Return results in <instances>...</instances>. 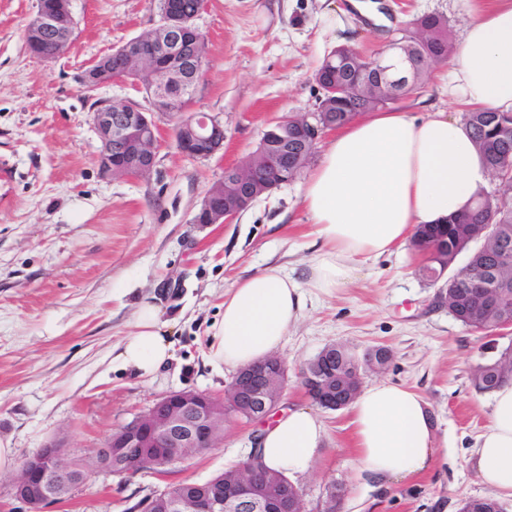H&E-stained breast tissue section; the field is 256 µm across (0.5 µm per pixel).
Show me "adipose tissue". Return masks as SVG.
<instances>
[{"label": "adipose tissue", "instance_id": "adipose-tissue-1", "mask_svg": "<svg viewBox=\"0 0 512 512\" xmlns=\"http://www.w3.org/2000/svg\"><path fill=\"white\" fill-rule=\"evenodd\" d=\"M450 76L462 102L512 112V0L474 9ZM489 179L465 123L444 111L423 119L373 112L337 133L303 187L315 238L306 278L268 266L235 282L224 295L211 362L240 369L274 355L302 317L304 289L333 295L353 281L360 263L404 246L419 225L441 224L467 209ZM119 349L123 367L137 376L149 378L167 366L173 343L158 306L139 304ZM351 413L361 472L388 482L432 464L435 433L416 392L375 383L359 392ZM325 436L321 418L296 406L260 430L256 450L269 468L302 475L318 461ZM473 457L482 483L495 496L512 498V382L494 391Z\"/></svg>", "mask_w": 512, "mask_h": 512}]
</instances>
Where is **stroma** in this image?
<instances>
[{
	"instance_id": "obj_1",
	"label": "stroma",
	"mask_w": 512,
	"mask_h": 512,
	"mask_svg": "<svg viewBox=\"0 0 512 512\" xmlns=\"http://www.w3.org/2000/svg\"><path fill=\"white\" fill-rule=\"evenodd\" d=\"M377 23L349 0H205L196 25L207 63L194 109L224 125V148L209 158L180 153L175 121L156 115L155 165L144 178L111 176L99 166L101 142L93 101L144 102L143 89L115 81L87 95L85 69L160 22L156 0H71L78 25L69 51L34 59L24 31L36 0H0V445L23 457L50 443L70 460L104 447L113 430L164 395L193 389L220 397L234 371L206 362L212 325L231 284L267 266L302 276L311 251L303 180L257 198L231 224L193 218L226 167L254 152L277 118L314 111L321 91L312 79L332 37L321 16L344 11L348 45L386 50L398 29L425 14L448 20L460 41L471 19L468 0H375ZM450 64L435 65L417 95L394 109L422 119L435 110L464 119L449 95ZM411 246L361 264L333 296L306 292L303 318L277 355L287 368L282 407L309 399L300 373L327 345L355 355L391 350L385 381L427 403L438 456L423 475L378 488L355 464L350 409L320 410L327 437L315 470L294 477L308 512H324L328 488L344 487L341 512H459L468 498L488 496L472 458L489 422L492 396L472 383L478 363L501 340L455 320L438 286L422 280ZM159 306L175 358L152 379L120 364L118 346L137 305ZM259 424L229 421L222 444L166 469L145 467L129 481L95 470L46 512H126L140 499L181 482L202 483L247 459Z\"/></svg>"
}]
</instances>
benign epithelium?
I'll use <instances>...</instances> for the list:
<instances>
[{
    "mask_svg": "<svg viewBox=\"0 0 512 512\" xmlns=\"http://www.w3.org/2000/svg\"><path fill=\"white\" fill-rule=\"evenodd\" d=\"M160 24L122 44L116 54L123 59V71L103 78L105 61L99 60L83 73L88 89H97L114 79H128L134 71L149 82L153 95L151 108L136 103L114 109L105 102L93 113L95 128L102 142L100 166L103 172L126 177H142L154 166L157 150V125L153 115L178 104L193 93L202 71L200 48L204 35L195 25L196 15H185L178 0H161ZM76 20L70 0H52L48 6L37 0L36 11L25 28V41L48 53H36L39 61L56 59L71 45ZM358 57L368 69L361 73L357 90L375 86L394 90L410 83L420 57L416 48L395 45L388 57ZM327 132L319 111L302 116L287 115L267 130L259 146L248 158L227 167L203 197L195 223L230 224L261 195L299 177L297 161L307 150L314 151ZM176 148L184 155L205 158L224 148V126L208 115L190 114L175 130ZM457 237L480 252L499 254L503 241L490 224H458ZM418 248L426 255L425 273L435 282L451 269L446 254L436 250L433 241L423 240ZM468 266L453 270L458 275ZM469 286L476 289L481 308H499L500 296L482 287L475 275ZM287 383L285 363L277 356L259 360L239 370L218 398L192 389L172 392L146 411L115 429L106 452L75 467L58 445H48L24 456L12 482L14 498L26 512H44L46 506L61 501L80 484L76 470L88 473L112 467L125 468L128 475L139 468L163 462L182 463L224 436V420L234 417L249 422L264 420L283 397ZM305 394L317 406L337 410L348 407L356 398L362 377L359 371L320 370L302 380ZM134 512H305L303 494L290 481L262 474L259 467H238L226 475L224 485L196 496L172 497L166 491L140 501Z\"/></svg>",
    "mask_w": 512,
    "mask_h": 512,
    "instance_id": "7a95c632",
    "label": "benign epithelium"
}]
</instances>
